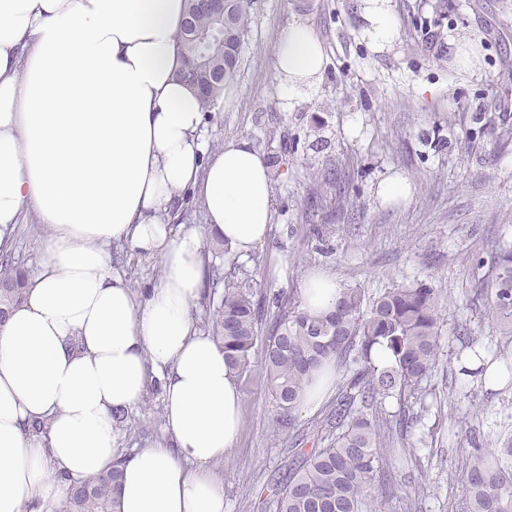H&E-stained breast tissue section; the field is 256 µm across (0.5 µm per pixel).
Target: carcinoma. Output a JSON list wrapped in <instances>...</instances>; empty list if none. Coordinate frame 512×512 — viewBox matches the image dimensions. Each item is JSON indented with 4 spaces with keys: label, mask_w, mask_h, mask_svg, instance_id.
<instances>
[{
    "label": "carcinoma",
    "mask_w": 512,
    "mask_h": 512,
    "mask_svg": "<svg viewBox=\"0 0 512 512\" xmlns=\"http://www.w3.org/2000/svg\"><path fill=\"white\" fill-rule=\"evenodd\" d=\"M252 0H230L234 20L219 27L209 16L194 14V25L178 40L181 80L201 89L206 112L214 109L224 86L237 71L239 48L248 31ZM26 272L0 254V323L23 299ZM490 308L512 335V249L495 253L491 270ZM440 292L425 283L389 288L368 298L359 288L344 287L336 307L309 311L280 306L269 336L259 331L260 307L253 292L227 287L212 321V335L224 348L225 361L237 375L254 366L255 349L280 409L279 431L293 426L302 392L314 371L333 361L349 377L339 387L336 410L324 421L332 434L326 448L292 462L276 499V512H371L372 491L392 497L397 487L386 479L384 460L406 453L407 429L426 415L433 391L425 384L440 346ZM383 349L388 365L373 361ZM464 350L484 372L502 358L498 350L481 353L469 342ZM396 399L411 417L400 419L399 435L386 434L385 401ZM121 470L115 463L97 477L71 484L60 512H114ZM468 497L448 506L450 512H512V438L493 448H475L462 474Z\"/></svg>",
    "instance_id": "obj_1"
}]
</instances>
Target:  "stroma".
<instances>
[{
	"label": "stroma",
	"mask_w": 512,
	"mask_h": 512,
	"mask_svg": "<svg viewBox=\"0 0 512 512\" xmlns=\"http://www.w3.org/2000/svg\"><path fill=\"white\" fill-rule=\"evenodd\" d=\"M445 5L444 38L419 25ZM364 0H256L234 82L206 119L208 151L248 140L277 160L269 241L243 262L210 255L223 279L208 280L194 316L210 331L225 286L252 288L271 324L277 302L300 304L307 277L321 269L342 286L375 295L423 282L441 294L443 341L428 379L436 400L407 438L413 455L389 458L396 497H374L372 512H448L464 495L472 445L512 435V387L486 390L463 379L458 331L496 347L486 276L512 243V0H391L395 35L377 47L365 30ZM302 23L321 40L325 64L313 88L288 100L274 67L277 40ZM475 43L479 71L459 73L458 48ZM400 172L410 200L381 206L377 183ZM239 438L215 467L225 512H274L292 459L325 447L319 423L336 406L295 410V427L274 434L279 410L261 367L240 379ZM161 396L129 411L121 446L163 439Z\"/></svg>",
	"instance_id": "1"
}]
</instances>
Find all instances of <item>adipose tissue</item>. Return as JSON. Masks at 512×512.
<instances>
[{"label":"adipose tissue","mask_w":512,"mask_h":512,"mask_svg":"<svg viewBox=\"0 0 512 512\" xmlns=\"http://www.w3.org/2000/svg\"><path fill=\"white\" fill-rule=\"evenodd\" d=\"M186 0H0V253L23 212L49 229L25 299L0 326V512H55L71 482L121 463L117 512H224L213 466L234 448L241 388L193 311L205 235L231 261L270 237L272 173L244 139L206 154L180 82ZM286 96L321 75L303 24L278 39ZM198 197L206 230L173 224ZM151 257L133 292L112 257ZM162 385L165 440L123 455L112 415ZM44 432L28 429L32 421Z\"/></svg>","instance_id":"1"}]
</instances>
